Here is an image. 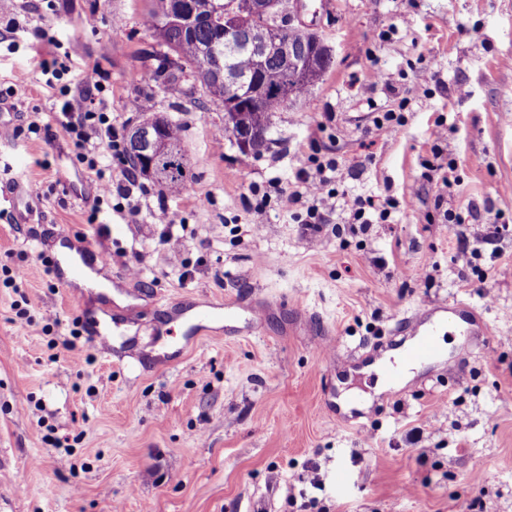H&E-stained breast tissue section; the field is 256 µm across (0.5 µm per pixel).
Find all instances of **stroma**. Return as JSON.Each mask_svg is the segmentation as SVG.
I'll return each mask as SVG.
<instances>
[{
	"label": "stroma",
	"instance_id": "1",
	"mask_svg": "<svg viewBox=\"0 0 512 512\" xmlns=\"http://www.w3.org/2000/svg\"><path fill=\"white\" fill-rule=\"evenodd\" d=\"M304 4L295 26L321 34L334 63L276 113L254 156L213 145L224 113L203 90L154 82L141 0H0V32L18 24L0 90L28 85L4 101L12 125L63 102L27 49L41 26L73 72L100 64L116 125L138 123L147 100L178 123L188 171L132 216L99 201L63 136L0 139V180L24 176L41 196L33 223L0 214V512H512V0ZM374 65L389 84L372 82ZM402 97L405 124L376 129L368 102ZM440 115L460 178L447 193L423 166ZM303 153L341 161L338 193L400 200L390 223L339 210L315 228L273 206L247 210L252 188L292 179ZM57 234L109 251L103 276L126 327L111 355L70 336L97 311L51 274ZM14 268L17 288L5 284ZM263 298L281 309L255 331L191 346L161 333L165 303ZM456 299L484 331L445 332L447 364L364 411L324 409L343 391L373 392L376 375L360 371L373 350L397 344L417 309ZM326 334L335 354L319 344Z\"/></svg>",
	"mask_w": 512,
	"mask_h": 512
}]
</instances>
